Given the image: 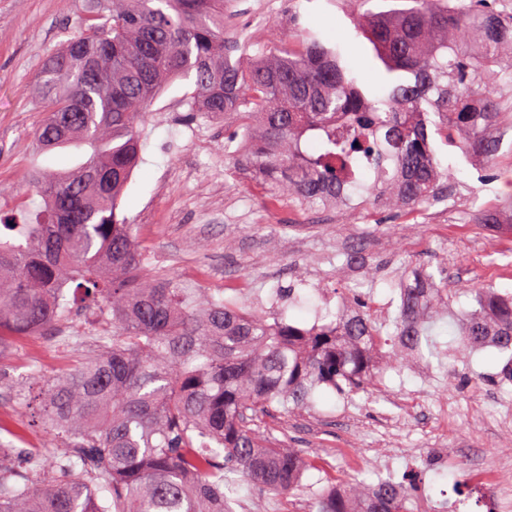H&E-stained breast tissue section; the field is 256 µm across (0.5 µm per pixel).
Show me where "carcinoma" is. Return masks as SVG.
<instances>
[{"instance_id":"1","label":"carcinoma","mask_w":512,"mask_h":512,"mask_svg":"<svg viewBox=\"0 0 512 512\" xmlns=\"http://www.w3.org/2000/svg\"><path fill=\"white\" fill-rule=\"evenodd\" d=\"M380 70L360 82L340 48L307 28L288 49L247 63L224 30V0H90L79 32L44 61L47 115L34 131L43 154L88 147V158L32 176L39 207L0 210V354L14 338L68 316L86 298L112 325L98 352L46 381L41 419L61 439L52 454L0 447V512H225L231 473L289 496L308 467L257 420L313 406L326 386L345 397L371 382L390 345L397 364L433 350L430 310L451 294L448 273L426 268L399 284L395 332L384 339L361 312L310 328L268 321L162 272L144 271L133 225L118 219L142 149L140 125L159 91L194 77L190 111L231 118L250 136L262 179L307 207L337 201L364 169L368 205H421L445 195L448 170L432 135L494 157L486 138L512 97V20L490 0H418L358 27ZM483 102L481 112L470 102ZM474 224L502 214L472 212ZM458 336L494 342L512 382V294L475 288ZM408 488L380 479L314 500L312 512H411Z\"/></svg>"}]
</instances>
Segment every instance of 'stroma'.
Listing matches in <instances>:
<instances>
[{
	"label": "stroma",
	"instance_id": "1",
	"mask_svg": "<svg viewBox=\"0 0 512 512\" xmlns=\"http://www.w3.org/2000/svg\"><path fill=\"white\" fill-rule=\"evenodd\" d=\"M411 0H224V17L247 56L296 39L298 28L320 27L344 37L372 16L410 7ZM87 0H0V208L26 195L34 166L57 169L60 155H39L33 133L45 105L36 91L45 58L78 32ZM193 78H180L154 101L142 123V161L119 207L134 226L147 268L234 298L273 308L310 326L335 315L340 301L361 293L386 304L379 324L393 333L397 282L421 265H443L451 281L494 284L512 292V237L468 222L472 210L503 201L502 177L512 172V141L495 155L494 169L455 145H438L442 166L452 168L448 197L415 209L341 204L300 207L261 184L227 148L233 133L223 118L185 121ZM471 296L456 294L447 311L432 315L431 334L442 357L408 358L370 389L340 401L320 391L313 411L263 419L260 429L302 449L312 460L286 503L308 507L335 474L344 484L377 482L370 449L394 461L393 475L426 468L425 457H491L512 462V427L483 420L496 397L512 400V383L496 384L493 349H460L448 327ZM96 306L81 303L56 327L16 337L0 356V442L50 453L57 435L24 413L26 376L46 380L72 372L107 334Z\"/></svg>",
	"mask_w": 512,
	"mask_h": 512
}]
</instances>
